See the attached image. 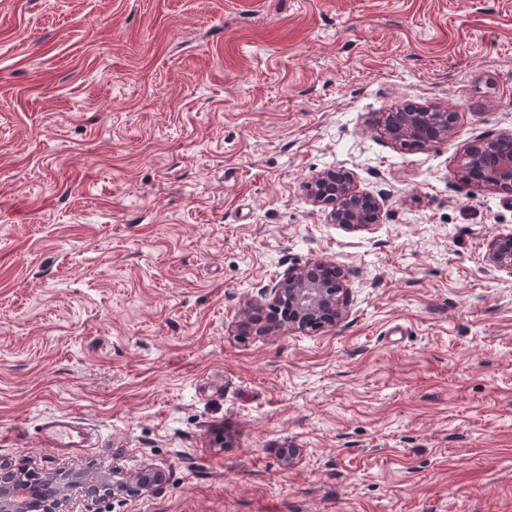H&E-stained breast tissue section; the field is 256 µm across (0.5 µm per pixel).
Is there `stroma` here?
Wrapping results in <instances>:
<instances>
[{
	"label": "stroma",
	"mask_w": 512,
	"mask_h": 512,
	"mask_svg": "<svg viewBox=\"0 0 512 512\" xmlns=\"http://www.w3.org/2000/svg\"><path fill=\"white\" fill-rule=\"evenodd\" d=\"M509 132L512 0H0V457L165 470L101 512H512V192L462 180ZM339 167L378 224L313 201ZM313 260L344 319L261 332ZM407 105L394 108L396 120L391 128L385 129L384 134L393 141H399L408 137H420L427 133H435L436 137H448L454 131L459 119L458 113L448 110H436L429 112L410 111L405 109ZM486 261L498 270L512 273V234L497 235L489 243ZM42 443L45 448H86L89 442L83 426L72 417H52L41 427Z\"/></svg>",
	"instance_id": "stroma-1"
}]
</instances>
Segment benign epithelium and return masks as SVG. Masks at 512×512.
<instances>
[{
    "instance_id": "obj_1",
    "label": "benign epithelium",
    "mask_w": 512,
    "mask_h": 512,
    "mask_svg": "<svg viewBox=\"0 0 512 512\" xmlns=\"http://www.w3.org/2000/svg\"><path fill=\"white\" fill-rule=\"evenodd\" d=\"M396 120L384 134L393 141L420 137L427 133L448 137L454 131L459 114L448 110L436 112L410 111L405 106L394 108ZM465 174L489 187L512 185V133L492 140H479L467 153ZM315 202L328 205L329 219L347 227H366L376 224L381 213L378 198L355 190L352 173L342 169H328L317 174L310 185ZM486 261L498 270L512 273V234H501L489 243ZM272 302L286 304L295 317L288 327L307 331L325 316L331 323L339 322L347 306L346 276L341 270L322 262L288 270L270 289ZM26 479L25 471L0 459V512H18L15 494ZM47 479L63 488H78L83 493L82 512H96L103 494L87 482L83 470H58ZM98 481L112 490V498L123 495L140 496L165 481L163 470L144 465L135 470L114 466L98 472Z\"/></svg>"
}]
</instances>
